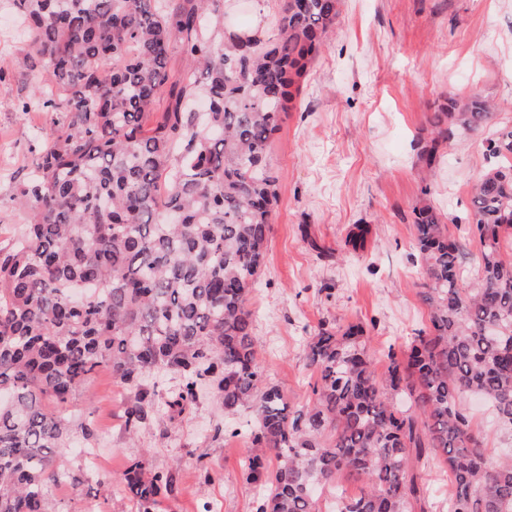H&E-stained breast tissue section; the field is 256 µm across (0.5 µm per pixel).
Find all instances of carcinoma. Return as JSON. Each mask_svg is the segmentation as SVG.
I'll return each instance as SVG.
<instances>
[{
    "mask_svg": "<svg viewBox=\"0 0 512 512\" xmlns=\"http://www.w3.org/2000/svg\"><path fill=\"white\" fill-rule=\"evenodd\" d=\"M30 67L47 68L22 110L55 129L17 185L27 215L0 246V512H57L53 488L80 480L58 458L68 402L100 366L131 391L130 435L159 411L180 415L210 387L224 411L253 408L245 480L255 512H428L419 464L440 453L449 512H512V456L488 461L463 402L477 395L512 430V125L471 189L466 242L445 217L414 207L419 291L430 330L378 372L359 324H323L304 355L312 402L292 409L258 362L249 294L278 202L272 135L299 80L335 32L340 0H285L274 33L226 38L222 0H12ZM186 66L175 71L174 56ZM492 107L453 99L433 113L427 171L457 129ZM354 224L344 245L362 251ZM179 375L164 394L152 371ZM361 482L355 497L336 476ZM143 512L175 490L170 469L134 463L121 477Z\"/></svg>",
    "mask_w": 512,
    "mask_h": 512,
    "instance_id": "carcinoma-1",
    "label": "carcinoma"
}]
</instances>
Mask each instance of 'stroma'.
Wrapping results in <instances>:
<instances>
[{
  "label": "stroma",
  "mask_w": 512,
  "mask_h": 512,
  "mask_svg": "<svg viewBox=\"0 0 512 512\" xmlns=\"http://www.w3.org/2000/svg\"><path fill=\"white\" fill-rule=\"evenodd\" d=\"M283 0H224L236 29L272 31ZM9 0H0V244L26 222L14 203L16 184L34 162L52 115L24 112L34 88L27 39ZM476 94L497 107L495 124L512 123V0H342L336 37L300 83V92L272 136L268 159L278 176V203L264 265L249 296L259 363L290 405L312 399L314 377L304 342L322 324H363L369 352L384 368L389 348L428 330L418 291L423 271L414 248L413 208L428 204L466 236L473 182L491 165L487 130H458L432 177L421 174L429 120L446 99ZM354 224L370 225L363 253L344 246ZM320 244L312 250L304 234ZM126 393L109 368H98L60 407L77 425L92 417L99 440L86 465L81 433L64 448L83 475L80 489L61 485V512H140L114 486L137 460L175 467L176 489L160 512H254L256 490L241 476L252 451L251 410L225 413L201 392L176 420L158 415L137 439L122 426ZM484 432L488 460L512 450V435L491 407L467 403ZM224 434L214 437L215 425ZM431 512H448L451 483L440 456L422 462ZM214 474L204 482L202 470Z\"/></svg>",
  "instance_id": "1"
}]
</instances>
